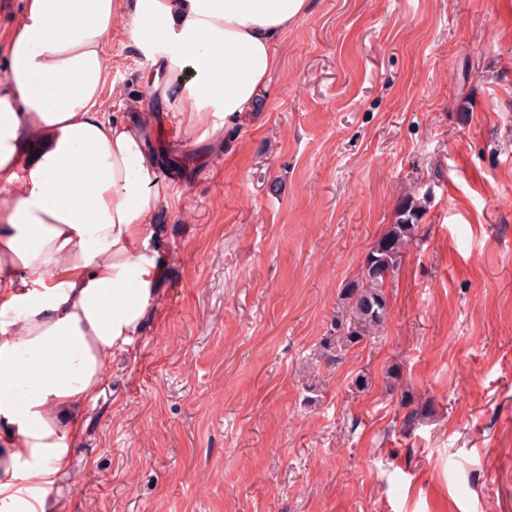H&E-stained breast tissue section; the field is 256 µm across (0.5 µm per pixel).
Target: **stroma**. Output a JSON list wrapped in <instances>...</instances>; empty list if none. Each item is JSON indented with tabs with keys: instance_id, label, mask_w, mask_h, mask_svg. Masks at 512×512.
I'll list each match as a JSON object with an SVG mask.
<instances>
[{
	"instance_id": "obj_1",
	"label": "stroma",
	"mask_w": 512,
	"mask_h": 512,
	"mask_svg": "<svg viewBox=\"0 0 512 512\" xmlns=\"http://www.w3.org/2000/svg\"><path fill=\"white\" fill-rule=\"evenodd\" d=\"M278 55L221 141L186 145L150 104L165 272L60 512H512V0H309ZM151 69L115 31L106 111L139 120L124 96ZM412 192L383 333L318 361ZM405 392L433 405L413 427Z\"/></svg>"
}]
</instances>
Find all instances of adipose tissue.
<instances>
[{
  "instance_id": "obj_1",
  "label": "adipose tissue",
  "mask_w": 512,
  "mask_h": 512,
  "mask_svg": "<svg viewBox=\"0 0 512 512\" xmlns=\"http://www.w3.org/2000/svg\"><path fill=\"white\" fill-rule=\"evenodd\" d=\"M307 0H26L0 42V512H57L81 410L163 274L151 247L172 193L145 123L108 117L117 19L186 143L253 109ZM21 374H14V367Z\"/></svg>"
}]
</instances>
